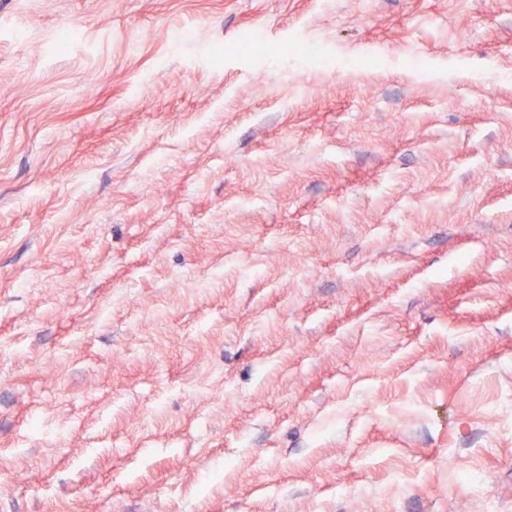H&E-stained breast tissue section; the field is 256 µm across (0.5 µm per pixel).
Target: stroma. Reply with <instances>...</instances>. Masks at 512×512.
<instances>
[{"label":"stroma","instance_id":"stroma-1","mask_svg":"<svg viewBox=\"0 0 512 512\" xmlns=\"http://www.w3.org/2000/svg\"><path fill=\"white\" fill-rule=\"evenodd\" d=\"M0 512H512V0H0Z\"/></svg>","mask_w":512,"mask_h":512}]
</instances>
